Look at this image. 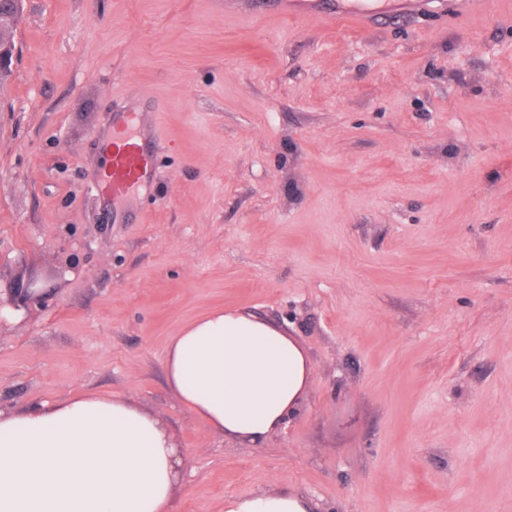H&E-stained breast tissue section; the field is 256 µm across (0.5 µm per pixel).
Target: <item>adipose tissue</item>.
Returning <instances> with one entry per match:
<instances>
[{
    "label": "adipose tissue",
    "mask_w": 512,
    "mask_h": 512,
    "mask_svg": "<svg viewBox=\"0 0 512 512\" xmlns=\"http://www.w3.org/2000/svg\"><path fill=\"white\" fill-rule=\"evenodd\" d=\"M168 386L211 430L257 443L282 430L313 381L310 356L286 329L217 309L167 349ZM183 459L168 428L130 398L82 392L0 410V512H169ZM281 489L228 499L224 512H316Z\"/></svg>",
    "instance_id": "ef3b65f1"
}]
</instances>
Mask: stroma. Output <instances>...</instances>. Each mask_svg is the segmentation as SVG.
Listing matches in <instances>:
<instances>
[{
  "label": "stroma",
  "instance_id": "obj_1",
  "mask_svg": "<svg viewBox=\"0 0 512 512\" xmlns=\"http://www.w3.org/2000/svg\"><path fill=\"white\" fill-rule=\"evenodd\" d=\"M359 9L363 25H323ZM148 184L93 188L114 109ZM43 294L29 297V281ZM0 408L129 396L185 454L171 512H512V0H22L0 89ZM283 326L311 390L259 444L176 402L217 308ZM317 504L297 491L281 489L228 499L224 512H318Z\"/></svg>",
  "mask_w": 512,
  "mask_h": 512
}]
</instances>
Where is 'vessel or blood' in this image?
I'll use <instances>...</instances> for the list:
<instances>
[{
    "mask_svg": "<svg viewBox=\"0 0 512 512\" xmlns=\"http://www.w3.org/2000/svg\"><path fill=\"white\" fill-rule=\"evenodd\" d=\"M158 121V114L135 111L121 112L115 118L108 144L109 165L100 180L102 191L111 197L113 204H121L133 188L147 183L154 167V154L146 142L133 135L132 129Z\"/></svg>",
    "mask_w": 512,
    "mask_h": 512,
    "instance_id": "1",
    "label": "vessel or blood"
}]
</instances>
